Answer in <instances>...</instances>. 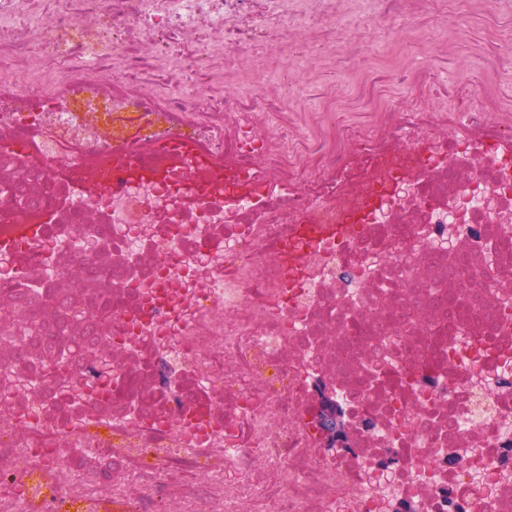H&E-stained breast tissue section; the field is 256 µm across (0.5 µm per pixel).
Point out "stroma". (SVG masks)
<instances>
[{"label":"stroma","instance_id":"35a3bbf8","mask_svg":"<svg viewBox=\"0 0 512 512\" xmlns=\"http://www.w3.org/2000/svg\"><path fill=\"white\" fill-rule=\"evenodd\" d=\"M330 8L321 23L318 0H255L256 17L287 11L289 27L309 31L323 51L301 42L278 47L267 30L259 45L228 55L222 35H214L209 65L198 76L209 87L210 108L185 112V119L228 131L262 113L268 126L322 140L330 154L353 151L344 127L358 130L363 143H386L393 112L455 120L470 104L486 107V125H512V0H332ZM455 18L462 27L452 34L448 22ZM130 41L142 64L114 83L113 93L166 105L175 63L138 29ZM0 54L11 57L16 81L54 90L64 84L54 59L2 44ZM228 91L240 101L232 112L224 109Z\"/></svg>","mask_w":512,"mask_h":512}]
</instances>
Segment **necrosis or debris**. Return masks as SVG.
I'll return each instance as SVG.
<instances>
[{"mask_svg":"<svg viewBox=\"0 0 512 512\" xmlns=\"http://www.w3.org/2000/svg\"><path fill=\"white\" fill-rule=\"evenodd\" d=\"M18 2L0 0V41L64 62L72 95L118 109L141 101L105 98L97 67L120 61L115 80L135 67L127 23L194 70L227 17L240 23L226 52L254 38V0H83L89 40L71 0L35 23ZM14 91L25 107L0 123V189L39 230L0 245V300L42 332L0 318V367L29 382L0 401V512L36 470L128 512H512V161L488 139L405 112L396 133L426 161L411 179L389 171L362 209L332 203L364 149L309 175L307 198L272 160L257 168L280 187L270 200L187 215L155 183L92 200L59 181L57 164L79 168L67 144L109 146L77 134L52 91ZM306 203L325 223H304ZM92 220L109 263L87 248ZM77 275L90 288L58 292ZM90 334L112 350L101 389ZM326 400L345 414V447L319 425ZM376 469L392 475L384 488L366 478Z\"/></svg>","mask_w":512,"mask_h":512,"instance_id":"1","label":"necrosis or debris"}]
</instances>
